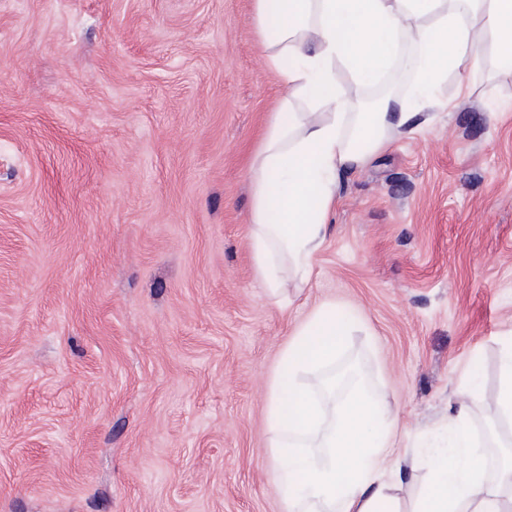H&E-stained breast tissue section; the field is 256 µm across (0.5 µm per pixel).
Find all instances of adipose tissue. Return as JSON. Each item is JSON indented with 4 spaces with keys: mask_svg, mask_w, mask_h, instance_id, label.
<instances>
[{
    "mask_svg": "<svg viewBox=\"0 0 512 512\" xmlns=\"http://www.w3.org/2000/svg\"><path fill=\"white\" fill-rule=\"evenodd\" d=\"M251 22L286 92L249 171V249L271 297L307 281L328 235L341 175L413 131L415 112L383 93L358 105L360 83L394 72L432 101L449 75L486 62L512 71V0H253ZM297 278L288 280L284 266ZM317 312L284 352L267 423L279 463L275 483L286 512H403L405 483L381 461L398 414L349 366L342 385L310 388L305 378L335 367L350 327ZM474 388L451 404L453 445L429 464L410 512H507L512 465L486 467L470 432Z\"/></svg>",
    "mask_w": 512,
    "mask_h": 512,
    "instance_id": "ef3b65f1",
    "label": "adipose tissue"
}]
</instances>
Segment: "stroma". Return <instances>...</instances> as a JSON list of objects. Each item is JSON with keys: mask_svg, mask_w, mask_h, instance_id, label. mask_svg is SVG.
<instances>
[{"mask_svg": "<svg viewBox=\"0 0 512 512\" xmlns=\"http://www.w3.org/2000/svg\"><path fill=\"white\" fill-rule=\"evenodd\" d=\"M252 0H0V512H284L269 386L322 305L397 408L389 463L512 341V74L342 175L288 301L257 281L247 171L283 86Z\"/></svg>", "mask_w": 512, "mask_h": 512, "instance_id": "35a3bbf8", "label": "stroma"}]
</instances>
